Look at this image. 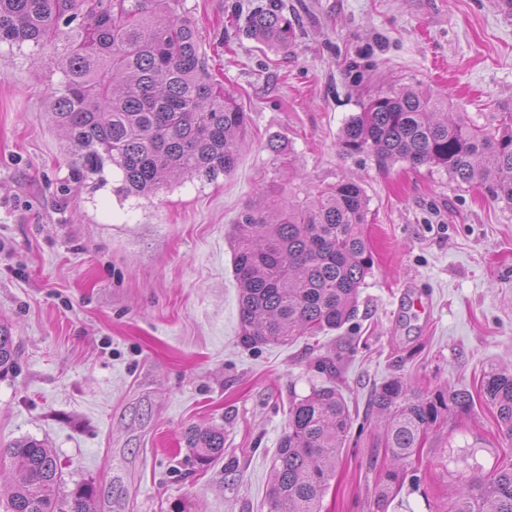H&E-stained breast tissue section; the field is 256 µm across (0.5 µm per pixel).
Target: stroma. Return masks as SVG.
<instances>
[{
  "label": "stroma",
  "instance_id": "1",
  "mask_svg": "<svg viewBox=\"0 0 512 512\" xmlns=\"http://www.w3.org/2000/svg\"><path fill=\"white\" fill-rule=\"evenodd\" d=\"M183 0L210 69L251 117L234 174L119 200L78 181L50 120L49 62L0 44V321L16 361L0 375V448L31 437L59 458L64 490L88 484L98 512H267L268 474L288 396L309 394L317 357L359 433L343 448L322 512H435L460 480L512 458L479 400L512 362V205L442 171L377 166L341 145L377 92L420 86L485 122L512 112V0H285L295 42L266 47L239 6ZM283 137L296 178L265 145ZM359 181L373 268L343 328L294 345L244 347L230 237L271 186ZM393 377L413 393L466 389L476 400L422 449L421 484L378 506L387 461L369 404ZM224 432L202 463L189 427Z\"/></svg>",
  "mask_w": 512,
  "mask_h": 512
}]
</instances>
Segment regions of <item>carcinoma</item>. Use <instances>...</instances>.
<instances>
[{"mask_svg":"<svg viewBox=\"0 0 512 512\" xmlns=\"http://www.w3.org/2000/svg\"><path fill=\"white\" fill-rule=\"evenodd\" d=\"M246 33L286 50L296 24L282 0L249 9ZM0 42L31 56L53 49L61 80L50 115L74 147L80 175L105 181L121 199L147 197L180 176L214 182L236 170L247 145L249 115L209 72L195 19L182 0H0ZM346 151L374 157L378 167L403 161L440 168L458 184H479L512 204V113L481 125L418 87L377 94L342 129ZM359 183L342 179L274 208L248 205L231 246L239 283L241 342L288 345L337 330L356 312L359 289L372 268ZM10 328L0 323V372L14 363ZM324 377L308 395L292 396L288 424L269 475L268 512H321V503L352 419L336 385V363L316 360ZM407 383L387 380L372 409L382 419L380 447L393 466L379 479L377 505L418 482L428 434L474 401L468 390L407 397ZM501 434L512 440V367L494 368L481 383ZM184 439L202 461L224 452V432L193 427ZM13 486L4 512H96L86 485L60 496L62 471L53 449L22 438L0 449ZM438 512H512V460L466 481Z\"/></svg>","mask_w":512,"mask_h":512,"instance_id":"cac0c4a2","label":"carcinoma"}]
</instances>
